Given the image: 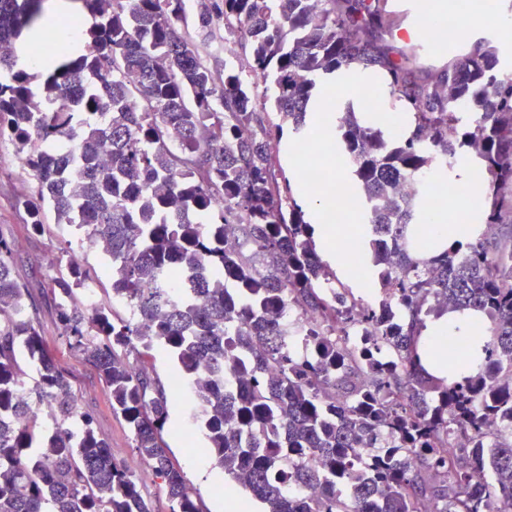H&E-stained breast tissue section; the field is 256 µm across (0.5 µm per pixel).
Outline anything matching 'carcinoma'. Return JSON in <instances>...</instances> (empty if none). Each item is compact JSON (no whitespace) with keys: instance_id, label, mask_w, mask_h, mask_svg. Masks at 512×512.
<instances>
[{"instance_id":"carcinoma-1","label":"carcinoma","mask_w":512,"mask_h":512,"mask_svg":"<svg viewBox=\"0 0 512 512\" xmlns=\"http://www.w3.org/2000/svg\"><path fill=\"white\" fill-rule=\"evenodd\" d=\"M82 3L92 25L74 44L47 33L53 50L34 75L12 47L45 18L42 0H0V140L34 183L20 202L32 232H45L48 211L109 257L122 309L82 307L95 273L71 262L54 278L57 321L110 389L171 512L202 508L167 453L166 390L141 365L157 350L191 386L205 454L263 512L511 507L512 432L490 461L481 443L512 416V76L497 38L467 42L423 75L395 39L386 0H198L192 15L187 0ZM199 37L250 57L267 79L263 97L232 62L215 81ZM360 69L402 107L357 112L347 100L331 121L364 208L357 240L378 271L372 301L319 255L315 227L283 195L273 149L286 129L306 139L310 101ZM269 102L277 124L263 119ZM33 137L43 151L30 152ZM103 142L110 167L96 162ZM463 154L483 175L485 222L436 242L423 226L426 178L454 172ZM407 180L419 186L408 200ZM11 259L0 238V512H152L42 350ZM176 264L190 270L177 294L145 288ZM289 309L318 317L311 359L289 348ZM445 316L467 321L465 346L486 341L476 369L452 380L425 349L428 323ZM358 322L362 352L345 345ZM383 354L398 368L375 372L366 394L358 377ZM42 405L54 430L14 423ZM387 439L393 450L358 474L357 449ZM309 451L321 468L303 463ZM487 463L489 482L473 487L471 471Z\"/></svg>"}]
</instances>
